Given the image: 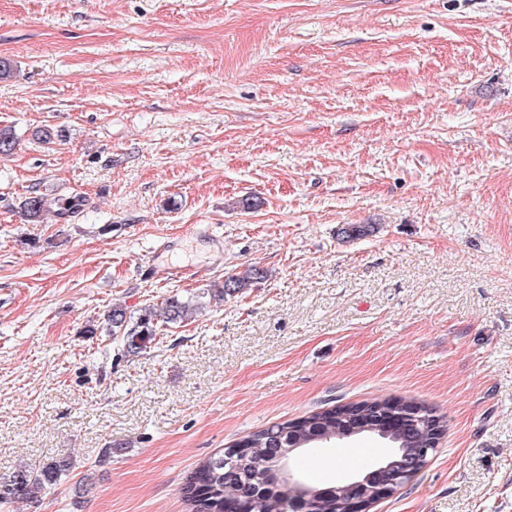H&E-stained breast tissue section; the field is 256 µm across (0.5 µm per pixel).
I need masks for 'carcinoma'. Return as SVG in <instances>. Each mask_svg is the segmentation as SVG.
<instances>
[{
	"label": "carcinoma",
	"instance_id": "cac0c4a2",
	"mask_svg": "<svg viewBox=\"0 0 512 512\" xmlns=\"http://www.w3.org/2000/svg\"><path fill=\"white\" fill-rule=\"evenodd\" d=\"M45 202L41 196H29L22 204L25 216L31 221L41 218ZM372 232L369 224H347L341 234L348 240L363 238ZM265 279V272L257 267L231 274L224 283L207 292L214 301L222 302ZM198 301L172 296L165 300L157 311L149 310L137 317L127 309L114 306L108 311L107 320L111 335L121 337L125 350L136 355L146 350L156 336L155 320L178 324L196 315ZM416 408L413 416L405 420L406 431L397 436L391 447L400 446L410 452L426 449L428 457L415 470L403 475V483H409L425 468L434 454L437 436L444 432V417L432 408L410 401L404 397L376 398L371 401L340 405L332 409L313 412L292 422L263 428L241 441L245 451L230 460L224 452H217L198 463L186 479L181 493L190 507V512H224L225 503L237 502L248 512H300L306 501L288 485L278 482L273 471L279 455L287 448H318L325 442H339L357 434L359 426L371 423L386 411L395 408ZM64 465L51 463L38 468H25L7 482H0V505H7L15 498L37 499L56 484ZM316 490L323 491L311 512H339V505L356 493L349 491L347 484L336 481L328 486L313 483Z\"/></svg>",
	"mask_w": 512,
	"mask_h": 512
}]
</instances>
